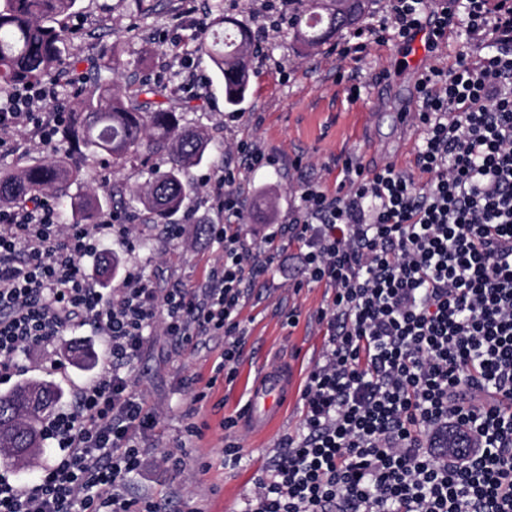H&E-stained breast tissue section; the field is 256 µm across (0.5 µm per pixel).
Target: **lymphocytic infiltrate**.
<instances>
[{"label":"lymphocytic infiltrate","mask_w":512,"mask_h":512,"mask_svg":"<svg viewBox=\"0 0 512 512\" xmlns=\"http://www.w3.org/2000/svg\"><path fill=\"white\" fill-rule=\"evenodd\" d=\"M427 30L434 65L416 82L419 128L411 170L346 160L337 193L302 177L300 206L262 241L213 224L224 257L193 287L161 288L128 271L101 290L83 268L105 241L135 232L119 213L63 224L47 199L0 208V380L33 348L93 328L107 358L71 407L49 416L57 456L35 477L0 472V512H165L125 494L140 441L157 425L132 368L151 333L178 350L220 336L214 372L234 379L255 281L282 272L297 246L309 281L332 289L318 311L321 355L301 396L296 435L254 482L245 512H512V0H384L379 24L340 57ZM466 52L438 65L449 37ZM58 80L0 97V146L25 134L50 144L63 117ZM261 143L226 145L211 186L241 215L238 169L274 166ZM475 448L449 455L454 428Z\"/></svg>","instance_id":"lymphocytic-infiltrate-1"}]
</instances>
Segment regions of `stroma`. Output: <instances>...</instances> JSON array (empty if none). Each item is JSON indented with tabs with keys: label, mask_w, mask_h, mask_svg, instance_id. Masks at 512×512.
I'll list each match as a JSON object with an SVG mask.
<instances>
[{
	"label": "stroma",
	"mask_w": 512,
	"mask_h": 512,
	"mask_svg": "<svg viewBox=\"0 0 512 512\" xmlns=\"http://www.w3.org/2000/svg\"><path fill=\"white\" fill-rule=\"evenodd\" d=\"M265 20L273 22L275 29L264 42V59H251L249 94L234 109L225 105L224 85L212 75L208 59L193 51L196 27L209 25L206 0H163L144 18L130 0H80L75 13L62 17V25L78 33L68 45L70 55L91 58L104 44H118L126 62L120 85H163L167 103H191V110L182 114L183 125L206 127L211 135L206 157L190 171L196 189L171 218L181 230L180 238L167 243L161 225L142 223L139 209H125V216L138 226L137 234L132 245L113 243L111 253L117 263L113 274L101 275L103 285H110L114 274L136 266L150 274L161 269L195 281L221 256L219 244L210 240L203 226L223 223L224 213L207 195L204 183L223 171L225 143L259 140L279 159L277 168L243 175L240 222L244 233L257 242L299 203L294 161L313 164L322 188L331 194L339 189V169L345 159L368 168L387 163L409 167L416 142L398 125L395 114L417 98L416 80L407 69L410 47L392 38L370 43L361 60H344L336 54L343 34L308 50L293 40L288 18L278 8H271ZM145 45L151 46L153 54L140 66L136 59ZM182 56L191 57L202 79L197 93L185 87L178 64ZM354 82L360 87L355 99L349 96ZM54 149L62 152L66 146L57 140L48 146L36 145L18 137L14 144L0 147V169L22 168ZM284 258V274L272 281L259 278L241 311L249 333L232 382L221 380L211 389L205 386L224 349L223 337H205L196 349L182 352L168 337H149L134 365L133 380L158 424L141 442L143 461L128 479L130 496L171 498L202 512H242L255 476L298 430L304 381L325 341L315 317L330 301L332 291L321 283L293 290L292 282L305 277L296 246H288ZM292 311L298 316L293 326L287 322ZM54 353L68 366L66 379L44 371L46 352L34 348L24 360L26 374L0 383V394L26 383L47 382L59 394V407L70 406L78 386L98 371L105 345L89 329L70 330L58 337ZM280 367L288 371V393L273 401L275 422L261 431L245 411L253 380L259 372ZM228 418L234 419V427H225ZM191 423L202 436L189 441L185 427ZM231 442L239 446L236 464L224 455ZM170 451L182 452L185 471L166 467L162 457Z\"/></svg>",
	"instance_id": "obj_1"
}]
</instances>
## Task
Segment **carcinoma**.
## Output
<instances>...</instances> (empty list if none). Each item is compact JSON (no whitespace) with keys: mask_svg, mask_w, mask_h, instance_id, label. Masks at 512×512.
Here are the masks:
<instances>
[{"mask_svg":"<svg viewBox=\"0 0 512 512\" xmlns=\"http://www.w3.org/2000/svg\"><path fill=\"white\" fill-rule=\"evenodd\" d=\"M78 0H0V84L12 86L34 81L63 64L76 71L83 64L93 71L89 85L71 95L68 115L61 127L63 141L84 162L122 170L140 165L147 174L143 186L125 196L118 188L98 193L94 188L71 192L87 181L84 166L67 154L52 152L42 162L19 170H0V206L33 201L50 191L69 199L74 224H96L112 206L126 208L136 202L154 224L177 214L194 190L190 169L199 165L209 149L206 128L187 129L181 115L153 100L159 89L139 87L129 94L108 75L121 67V51L107 48L89 62L67 61L63 48L70 34L58 19L71 13ZM369 0H313V7L295 14L293 37L309 49L329 35L361 19ZM211 39H199L195 53L209 58L214 75L224 83V103L241 105L247 98V58L253 39L247 25L224 15L222 0L209 6ZM158 155L167 157L165 169L148 166ZM55 401L54 390L29 383L0 394V463L12 465L9 448L41 447V414Z\"/></svg>","mask_w":512,"mask_h":512,"instance_id":"obj_1","label":"carcinoma"}]
</instances>
